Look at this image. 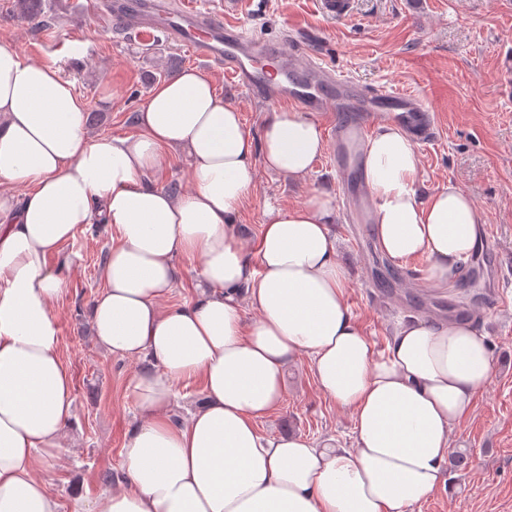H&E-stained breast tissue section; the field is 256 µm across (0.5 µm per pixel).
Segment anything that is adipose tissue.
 <instances>
[{
  "label": "adipose tissue",
  "mask_w": 512,
  "mask_h": 512,
  "mask_svg": "<svg viewBox=\"0 0 512 512\" xmlns=\"http://www.w3.org/2000/svg\"><path fill=\"white\" fill-rule=\"evenodd\" d=\"M137 123L135 136L92 135L85 99L55 63L0 44V184L12 188L0 193V512H60L34 460L73 418L54 301L67 285L63 245L95 222L111 226L113 246L94 335L143 366L127 484L75 512H414L442 484L451 432L491 381L487 334L468 316L415 318L376 349L348 304L321 194L268 209L255 248L242 246L236 219L258 167L302 180L323 153L309 113L273 110L252 136L191 68L151 90ZM174 149L190 158L179 195L145 181ZM360 159L380 251L424 258L430 287L454 282L484 236L472 199L453 184L419 197L414 143L391 122ZM180 255L198 258L199 281L190 301L165 308ZM302 356L319 390L351 411V447L258 431ZM193 378L205 400L173 422L175 386Z\"/></svg>",
  "instance_id": "adipose-tissue-1"
}]
</instances>
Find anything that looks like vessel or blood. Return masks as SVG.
I'll use <instances>...</instances> for the list:
<instances>
[{
    "label": "vessel or blood",
    "mask_w": 512,
    "mask_h": 512,
    "mask_svg": "<svg viewBox=\"0 0 512 512\" xmlns=\"http://www.w3.org/2000/svg\"><path fill=\"white\" fill-rule=\"evenodd\" d=\"M82 8L93 15L107 10L117 24L142 35L166 32L194 57L222 66L233 83L262 101L295 103L318 118L335 111L356 113V131L342 122L331 125L337 150L347 149L350 134L365 136L382 116L401 124L416 143L426 144L434 137V116L415 93L386 87L369 90L335 77L328 68L307 60L304 47L287 49L257 40L197 9L192 0H183L177 9L166 0H84ZM269 61L276 65L279 80L267 77L264 65Z\"/></svg>",
    "instance_id": "1"
}]
</instances>
